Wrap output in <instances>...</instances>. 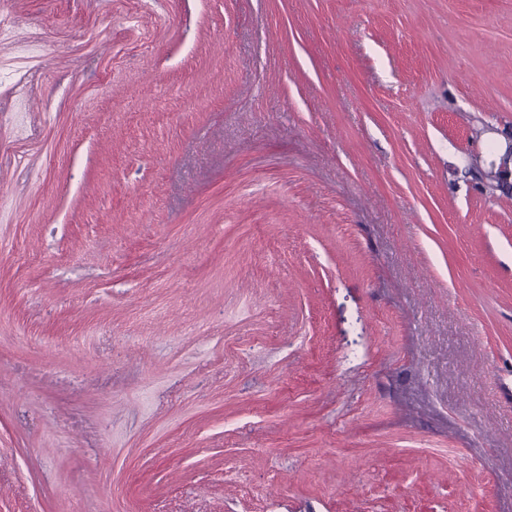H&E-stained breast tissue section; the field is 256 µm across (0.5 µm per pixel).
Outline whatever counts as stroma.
Returning <instances> with one entry per match:
<instances>
[{"label": "stroma", "instance_id": "stroma-1", "mask_svg": "<svg viewBox=\"0 0 512 512\" xmlns=\"http://www.w3.org/2000/svg\"><path fill=\"white\" fill-rule=\"evenodd\" d=\"M0 16V512H512V0Z\"/></svg>", "mask_w": 512, "mask_h": 512}]
</instances>
